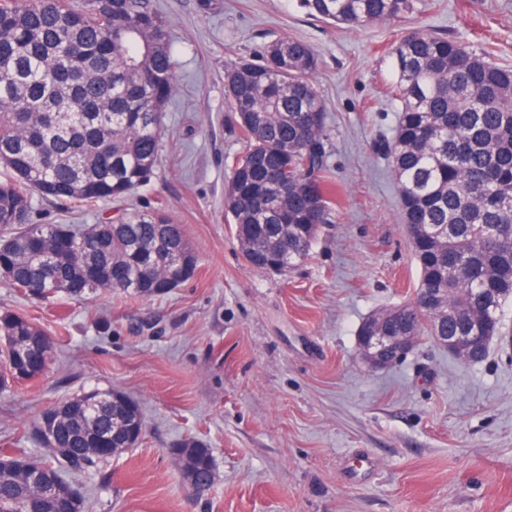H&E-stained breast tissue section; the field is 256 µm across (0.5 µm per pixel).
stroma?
Masks as SVG:
<instances>
[{"mask_svg":"<svg viewBox=\"0 0 512 512\" xmlns=\"http://www.w3.org/2000/svg\"><path fill=\"white\" fill-rule=\"evenodd\" d=\"M180 60L161 161L93 224L160 207L183 224L195 276L159 297L37 299L0 286V309L49 331L36 381L0 389V454L40 457L41 413L92 389L136 399L144 432L75 480L89 512H512V350L478 364L419 337L398 363L359 356L364 319L413 301L420 272L396 183L377 142L398 103L390 46L416 27L512 65V0H425L366 28L316 20L295 0H154ZM310 45L326 102L336 193L309 258L290 272L248 266L224 215L228 156L243 148L224 99V63L273 39ZM208 445L209 490L189 487L172 450Z\"/></svg>","mask_w":512,"mask_h":512,"instance_id":"1","label":"stroma"}]
</instances>
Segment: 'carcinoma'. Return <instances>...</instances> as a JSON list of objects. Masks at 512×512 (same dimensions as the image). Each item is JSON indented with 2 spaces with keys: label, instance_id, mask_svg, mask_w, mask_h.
Segmentation results:
<instances>
[{
  "label": "carcinoma",
  "instance_id": "obj_1",
  "mask_svg": "<svg viewBox=\"0 0 512 512\" xmlns=\"http://www.w3.org/2000/svg\"><path fill=\"white\" fill-rule=\"evenodd\" d=\"M419 0H297L330 24L366 27L418 11ZM399 102L392 138L378 150L390 162L403 223L421 279L416 299L398 307L394 332L482 336L508 344L500 310L512 299V68L459 41L419 28L390 51ZM313 49L282 37L259 59L224 65L227 111L243 151L228 166L224 210L246 262L284 274L304 262L307 225L331 222V133L327 106L309 76ZM178 62L167 20L152 0H0V283L24 292L46 287L82 297L95 292L164 295L193 278L196 257L182 225L160 208L123 211L102 224H32L33 198L93 207L147 183L162 152L166 110ZM440 290L448 318L431 316L425 289ZM0 341L27 351L18 372L0 363V389L39 379L53 352L49 333L0 310ZM105 398L94 415L85 404ZM52 424L57 447L29 460L61 483L65 474L108 458L116 429L140 413L116 390L62 404ZM198 481L211 480L208 446L184 441L181 456ZM0 512H86L67 494L48 498L19 473L0 468Z\"/></svg>",
  "mask_w": 512,
  "mask_h": 512
}]
</instances>
